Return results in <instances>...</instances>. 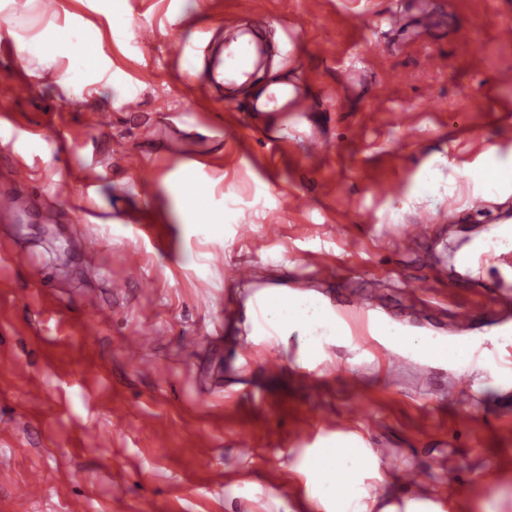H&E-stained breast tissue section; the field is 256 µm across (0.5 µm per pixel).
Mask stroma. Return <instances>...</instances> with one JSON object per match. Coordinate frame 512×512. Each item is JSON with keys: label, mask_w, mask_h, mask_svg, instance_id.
<instances>
[{"label": "stroma", "mask_w": 512, "mask_h": 512, "mask_svg": "<svg viewBox=\"0 0 512 512\" xmlns=\"http://www.w3.org/2000/svg\"><path fill=\"white\" fill-rule=\"evenodd\" d=\"M392 11L401 28L380 24ZM8 16L52 52L20 62ZM462 25L470 43L455 38ZM507 26L512 0H58L50 14L0 0V84L35 90L0 100V127L25 133L0 152V191L13 161L32 171L31 192L0 216V512L34 471L26 512H307L305 454L340 434L389 451L396 498L441 489L467 512H512L511 385L477 369L452 396L447 366L405 357L391 373L384 352L337 345L309 377L294 341L243 361V321L224 314L248 295L225 276L249 263L258 284L424 335L489 347L512 327L499 267L456 260L461 225L483 237L512 212V185L480 181L488 157L512 168ZM243 28L262 32V64L234 90L210 85L208 54ZM185 42L200 61L190 73ZM72 60L91 70L65 91L56 73ZM286 82L311 111L236 110ZM153 129L164 145L145 142ZM312 134L324 152L309 150ZM117 140L146 155L149 195L113 156ZM431 166L439 193L412 202ZM199 191L216 223H183ZM421 213L428 235L406 244ZM240 224L255 237L238 239ZM81 234L94 253L76 247ZM421 277L429 296L412 293ZM463 307L477 310L465 327ZM138 332L153 342L133 361ZM353 401L373 425L323 426Z\"/></svg>", "instance_id": "stroma-1"}]
</instances>
